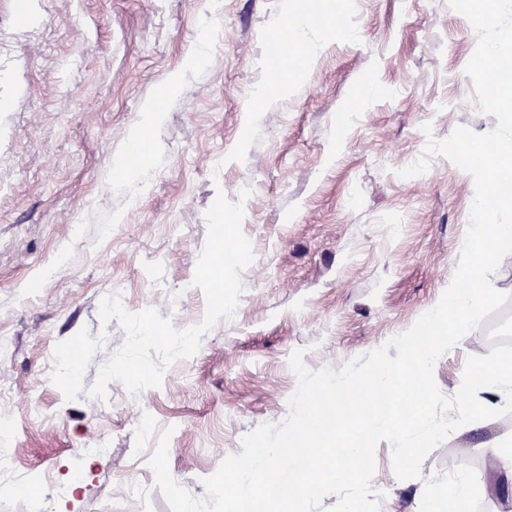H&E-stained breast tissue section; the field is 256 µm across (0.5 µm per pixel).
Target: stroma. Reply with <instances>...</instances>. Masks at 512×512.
Returning <instances> with one entry per match:
<instances>
[{
    "label": "stroma",
    "instance_id": "1",
    "mask_svg": "<svg viewBox=\"0 0 512 512\" xmlns=\"http://www.w3.org/2000/svg\"><path fill=\"white\" fill-rule=\"evenodd\" d=\"M18 1L0 0V422L36 485L0 493V512H170L148 465L159 433L173 431L172 477L205 497V478L245 435L287 417L294 350L309 369H340L408 330L451 284L472 178L443 157L410 179L398 171L428 136L495 128L464 72L477 36L448 0H314L309 37L326 49L272 66L263 47L283 0H223L215 39L204 0H22L25 16ZM338 12L358 37L326 25ZM197 53L204 63L189 69ZM278 80L288 95L248 116L254 91ZM373 86L380 95L342 124ZM160 97L152 151L136 180L122 179L114 160L144 102ZM141 185L148 193L132 201ZM220 192L243 201L254 253L234 316L167 367L161 387L134 400L114 381L91 397L126 340L100 318L105 297L178 329L201 322L193 280ZM490 280L509 300L439 358L444 395L459 389L467 357L512 344V267ZM103 439L111 455H89ZM493 439L512 440V414L450 434L405 480L380 442L381 512H419L462 463L470 512H512V486L485 452ZM129 476L146 496L128 492Z\"/></svg>",
    "mask_w": 512,
    "mask_h": 512
}]
</instances>
